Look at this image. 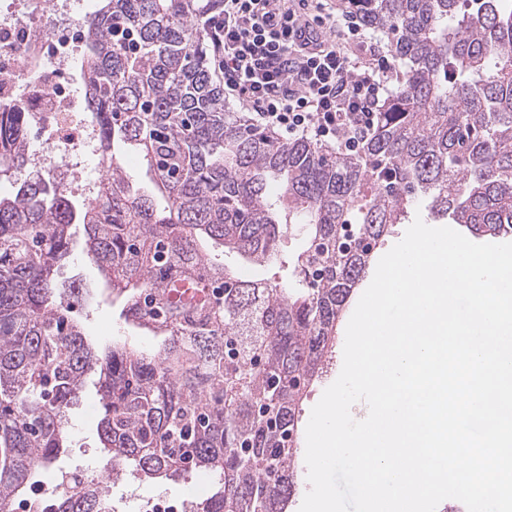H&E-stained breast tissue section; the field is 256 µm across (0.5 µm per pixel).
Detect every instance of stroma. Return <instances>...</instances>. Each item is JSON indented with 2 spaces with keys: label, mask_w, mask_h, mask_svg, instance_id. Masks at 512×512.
<instances>
[{
  "label": "stroma",
  "mask_w": 512,
  "mask_h": 512,
  "mask_svg": "<svg viewBox=\"0 0 512 512\" xmlns=\"http://www.w3.org/2000/svg\"><path fill=\"white\" fill-rule=\"evenodd\" d=\"M200 244L203 251L229 270L247 278L262 277L279 287L289 288L293 285V260L301 249L302 235L295 229H288L277 244L275 263L262 269L249 264L237 252L224 249L211 239H201ZM58 279L65 284L77 280L92 286V298L68 294L63 296L62 304L97 350L108 351L116 342H126L150 352L161 345V337L125 321L121 298L113 294L111 289L105 288L102 276L81 247H74L71 258L61 266ZM97 381V373L88 375L76 404L69 412V448L61 465L71 471L87 470L104 463L105 454L98 436L101 410ZM174 489V484L143 479L128 472L112 480L109 487L120 512H146L151 498L171 493Z\"/></svg>",
  "instance_id": "35a3bbf8"
}]
</instances>
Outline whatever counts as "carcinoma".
I'll return each instance as SVG.
<instances>
[{"instance_id": "carcinoma-1", "label": "carcinoma", "mask_w": 512, "mask_h": 512, "mask_svg": "<svg viewBox=\"0 0 512 512\" xmlns=\"http://www.w3.org/2000/svg\"><path fill=\"white\" fill-rule=\"evenodd\" d=\"M360 0L391 39L402 80L356 153L282 142L224 102L204 21L224 0H99L81 75L106 181L77 206L31 170L28 112H0V512L58 469L67 412L99 373L108 459L75 493L35 512H108L126 469L178 483L213 478L195 512H287L297 491L302 403L374 249L422 200L476 238L512 236V10L500 0ZM138 151L135 187L115 147ZM161 193L165 205L158 203ZM83 227L86 256L127 319L164 337L102 356L60 305L58 269ZM298 225L295 286L243 279L209 257L220 241L255 266ZM206 273L150 311L180 273Z\"/></svg>"}]
</instances>
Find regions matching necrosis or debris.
<instances>
[{
  "label": "necrosis or debris",
  "instance_id": "1",
  "mask_svg": "<svg viewBox=\"0 0 512 512\" xmlns=\"http://www.w3.org/2000/svg\"><path fill=\"white\" fill-rule=\"evenodd\" d=\"M88 13L84 0H0V111L23 105L38 132L31 166L52 170L92 201L103 177L89 168L101 142L73 75Z\"/></svg>",
  "mask_w": 512,
  "mask_h": 512
}]
</instances>
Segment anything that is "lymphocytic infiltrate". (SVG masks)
<instances>
[{"label": "lymphocytic infiltrate", "mask_w": 512, "mask_h": 512, "mask_svg": "<svg viewBox=\"0 0 512 512\" xmlns=\"http://www.w3.org/2000/svg\"><path fill=\"white\" fill-rule=\"evenodd\" d=\"M308 0H224L209 20L224 91L250 124L358 151L375 127L393 69L358 54L356 17L309 13Z\"/></svg>", "instance_id": "obj_1"}]
</instances>
